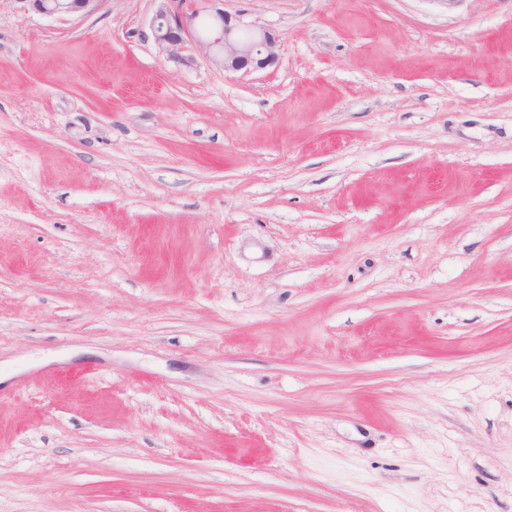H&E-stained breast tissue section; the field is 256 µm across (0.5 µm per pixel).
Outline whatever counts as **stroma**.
<instances>
[{"instance_id":"1","label":"stroma","mask_w":512,"mask_h":512,"mask_svg":"<svg viewBox=\"0 0 512 512\" xmlns=\"http://www.w3.org/2000/svg\"><path fill=\"white\" fill-rule=\"evenodd\" d=\"M0 8V512H512V0ZM16 11L36 13L49 18H86L96 14L106 0H1ZM160 3L151 20L156 42L178 58L179 50L191 38L199 54L224 72L251 74L274 65L280 36L265 27L245 23L224 8L209 6L223 0H157ZM200 2L201 6H189ZM208 23L206 32L199 20Z\"/></svg>"}]
</instances>
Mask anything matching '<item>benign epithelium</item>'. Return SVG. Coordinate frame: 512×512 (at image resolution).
Wrapping results in <instances>:
<instances>
[{
  "label": "benign epithelium",
  "mask_w": 512,
  "mask_h": 512,
  "mask_svg": "<svg viewBox=\"0 0 512 512\" xmlns=\"http://www.w3.org/2000/svg\"><path fill=\"white\" fill-rule=\"evenodd\" d=\"M15 10L49 18H86L96 14L106 0H4ZM151 20L156 42L176 58L186 40H193L199 54L214 66L231 73L251 74L274 65L278 58L280 36L265 27L254 26L220 7L215 0H159ZM206 19L208 29H199Z\"/></svg>",
  "instance_id": "1"
}]
</instances>
